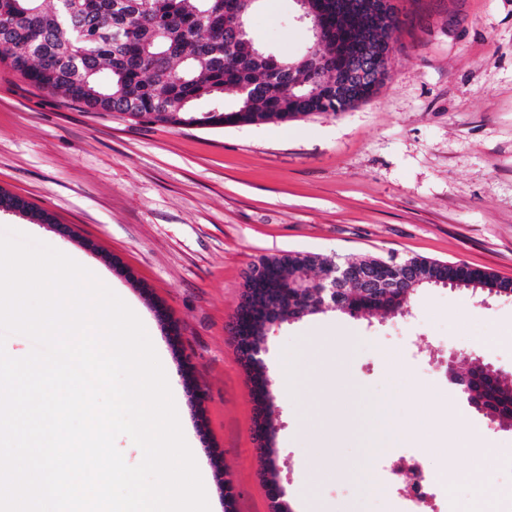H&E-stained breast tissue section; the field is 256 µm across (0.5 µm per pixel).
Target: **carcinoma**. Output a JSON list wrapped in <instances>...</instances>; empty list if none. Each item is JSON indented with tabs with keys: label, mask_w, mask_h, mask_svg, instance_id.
Segmentation results:
<instances>
[{
	"label": "carcinoma",
	"mask_w": 512,
	"mask_h": 512,
	"mask_svg": "<svg viewBox=\"0 0 512 512\" xmlns=\"http://www.w3.org/2000/svg\"><path fill=\"white\" fill-rule=\"evenodd\" d=\"M260 0H0V60L35 87L101 112L131 114L171 126H244L273 120L294 121L313 114H336V95L327 72L336 70V55L359 59L378 53L377 41L345 17L343 33L322 42L315 65L306 54L277 57L260 53L239 28ZM380 81H354L351 104L370 99ZM205 100L210 108L199 111ZM330 259L316 253L288 252L264 256L276 288L301 297L308 315L321 313L315 277ZM415 281L410 292L446 281L474 286L493 275L463 262L411 259ZM341 313L405 315L410 297L380 280L364 289L343 286ZM500 412H512V379L496 376Z\"/></svg>",
	"instance_id": "1"
}]
</instances>
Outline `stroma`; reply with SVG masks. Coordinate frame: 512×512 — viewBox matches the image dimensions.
Here are the masks:
<instances>
[{
    "label": "stroma",
    "instance_id": "stroma-1",
    "mask_svg": "<svg viewBox=\"0 0 512 512\" xmlns=\"http://www.w3.org/2000/svg\"><path fill=\"white\" fill-rule=\"evenodd\" d=\"M392 3L391 69L373 97L289 123L137 122L38 89L0 62V189L32 205L0 211V229L81 255L138 308L179 385L174 402L210 479L211 512H270L249 382L228 331L250 264L288 251L341 261L392 254L512 278V0ZM298 11L297 0H262L247 31L260 49L297 56L309 45ZM41 212L74 236L41 223ZM113 256L142 288L113 271ZM157 301L180 341L158 320ZM454 351L511 379L512 297L422 288L404 317L328 311L271 328L273 459L290 512H390L365 481L406 451L363 447L349 421L384 399L409 426L463 416L500 451V481L512 480V424L468 405L448 376ZM292 365L303 385L283 382ZM190 379L207 392L202 410L190 405ZM329 401L332 416L322 409ZM330 436L332 478L320 451ZM424 439L435 471L467 466L455 431Z\"/></svg>",
    "mask_w": 512,
    "mask_h": 512
}]
</instances>
